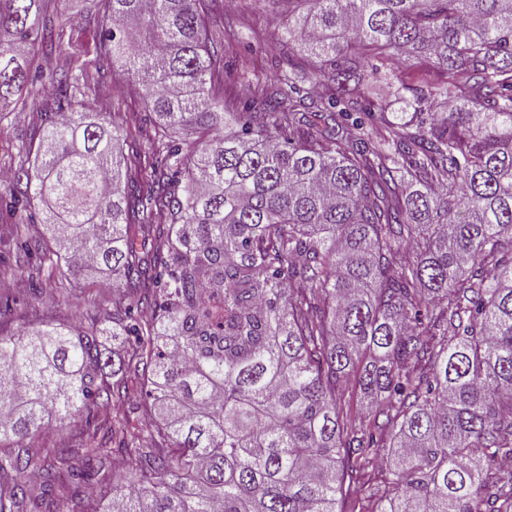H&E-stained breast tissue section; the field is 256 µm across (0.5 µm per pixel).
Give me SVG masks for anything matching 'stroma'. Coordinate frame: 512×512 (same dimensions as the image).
Here are the masks:
<instances>
[{
    "mask_svg": "<svg viewBox=\"0 0 512 512\" xmlns=\"http://www.w3.org/2000/svg\"><path fill=\"white\" fill-rule=\"evenodd\" d=\"M42 19L47 24L67 23L90 35L100 28L103 13L96 0H43ZM287 20L284 6L273 12L265 0H224L223 15L212 23L245 34L256 32L258 39L250 47L262 72L270 75L276 70L281 25ZM50 102L46 93H25L16 111L0 112V301H20L19 306L0 313V331L6 333L47 322L88 329L112 316V293L104 289L102 280L86 279L63 264L53 269L40 267L38 255L51 246L43 224L8 209L13 189L10 176L24 151L36 146L41 115ZM71 109L102 113L128 131L148 116L142 99L119 96L108 61L83 96L73 99ZM84 427L79 419L54 424L42 434L24 438L22 444L39 456L48 448L77 445Z\"/></svg>",
    "mask_w": 512,
    "mask_h": 512,
    "instance_id": "1",
    "label": "stroma"
}]
</instances>
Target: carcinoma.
Here are the masks:
<instances>
[{"mask_svg": "<svg viewBox=\"0 0 512 512\" xmlns=\"http://www.w3.org/2000/svg\"><path fill=\"white\" fill-rule=\"evenodd\" d=\"M40 2L0 0V112L32 49L68 56L11 208H40V263L102 271L154 320L0 332V439L136 394L153 429L112 423L103 512H338L378 461L370 512H512V0H288L269 80L225 66L224 0H100L91 45ZM105 58L167 130L148 155L70 111ZM109 335L130 337L110 361ZM84 433L0 453V512L64 498L74 458L108 472Z\"/></svg>", "mask_w": 512, "mask_h": 512, "instance_id": "carcinoma-1", "label": "carcinoma"}]
</instances>
